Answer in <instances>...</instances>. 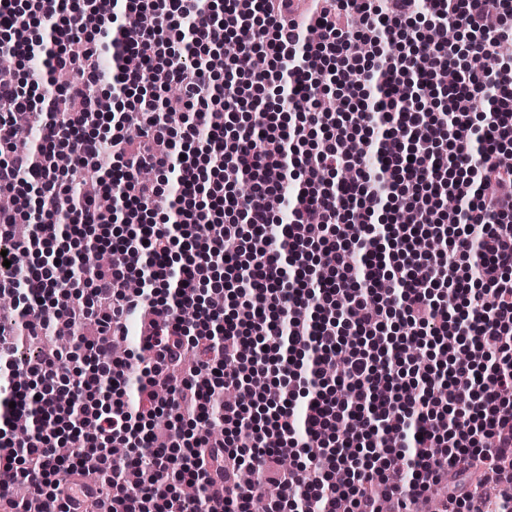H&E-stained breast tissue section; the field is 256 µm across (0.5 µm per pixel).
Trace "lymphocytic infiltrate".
I'll use <instances>...</instances> for the list:
<instances>
[{"instance_id": "obj_1", "label": "lymphocytic infiltrate", "mask_w": 512, "mask_h": 512, "mask_svg": "<svg viewBox=\"0 0 512 512\" xmlns=\"http://www.w3.org/2000/svg\"><path fill=\"white\" fill-rule=\"evenodd\" d=\"M290 2L127 0L119 15L115 0H0V54H45L70 77L46 95L0 68V196L15 200L0 209V296L25 316L17 326L0 314V362L30 377L0 400V487L29 483L59 512H249L248 468L282 490L267 512H382L386 501L421 512L436 485L448 489L442 512H485L464 483L476 466L512 512V0H428L422 12L417 0H313L300 20ZM450 24L464 49L431 37ZM223 34L270 66L225 83L209 65ZM154 72L180 89L161 112ZM274 79L288 85L278 112L297 95L309 103L294 123L262 110ZM477 98L493 105L481 124ZM32 125L37 156L14 143ZM229 167L250 195L221 181ZM346 168L355 180L340 179ZM273 169L301 188L271 183ZM76 174L118 211L77 194ZM280 192L286 225L269 205ZM448 194L459 206L445 212ZM402 207L416 221L386 225L389 254L341 231ZM64 217L78 231L108 226L111 267L91 250L80 264L56 249L32 261L19 225L53 242ZM424 236L451 244L422 251ZM143 275L162 295L128 289ZM223 290L248 323L210 304ZM133 314L146 320L135 402L113 371ZM81 317L98 325L88 368L71 370L56 348L18 358L16 333L58 336ZM413 342L428 363L405 357ZM258 372L269 378L257 391ZM227 388L235 397L215 409ZM29 414L36 431L17 437L8 421ZM89 455L100 479L63 489L60 469L81 473ZM348 461L351 480L336 485L329 471ZM183 482L201 497L186 499Z\"/></svg>"}]
</instances>
